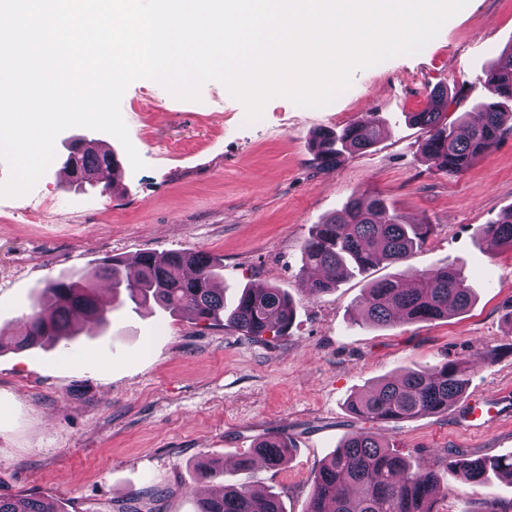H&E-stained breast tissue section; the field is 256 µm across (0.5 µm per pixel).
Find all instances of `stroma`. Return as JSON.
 I'll return each mask as SVG.
<instances>
[{
  "label": "stroma",
  "instance_id": "35a3bbf8",
  "mask_svg": "<svg viewBox=\"0 0 512 512\" xmlns=\"http://www.w3.org/2000/svg\"><path fill=\"white\" fill-rule=\"evenodd\" d=\"M512 45V0H469L419 53L357 71L351 88L322 108L271 99L262 120L220 83L201 101L174 98L143 79L120 110L145 163L122 164L108 191L60 179L64 141H110L86 128L61 132L57 157L27 194L0 198V339L30 313L34 291L112 258L142 252H208L226 298L244 287L276 284L292 299L282 337L253 338L222 322L156 309L123 310L103 334L93 325L70 348L0 354V494H33L61 512H194L199 466L232 465L265 437L292 439L274 470L236 473V482L280 496L286 512H305L314 476L351 432L361 428L349 397L398 372L427 369L482 352L466 400L512 398V251L478 228L512 209V136L463 175L446 177L420 152L426 136L409 113L431 107L434 86L455 99L449 119L477 118L481 76ZM363 120L384 125L366 150L320 163L314 132ZM380 197L406 224L432 234L412 254L418 270L447 264L476 294L466 313L377 328L362 318L380 267L320 296L301 288V246L313 225L341 214L354 196ZM456 403L445 415L385 425L393 448L420 459L444 481L435 512H481L496 501L512 512V484L467 485L450 461L512 454V416L464 429Z\"/></svg>",
  "mask_w": 512,
  "mask_h": 512
}]
</instances>
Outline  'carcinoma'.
I'll use <instances>...</instances> for the list:
<instances>
[{
  "instance_id": "obj_1",
  "label": "carcinoma",
  "mask_w": 512,
  "mask_h": 512,
  "mask_svg": "<svg viewBox=\"0 0 512 512\" xmlns=\"http://www.w3.org/2000/svg\"><path fill=\"white\" fill-rule=\"evenodd\" d=\"M483 87L485 96L476 104L481 120L476 124L447 121L448 89L442 85L431 91V109L411 116L412 122L427 129L421 153L443 175L463 174L512 133V46L485 71ZM382 133L383 125L366 121L339 131H320L312 141L321 162L333 166L343 154L375 144ZM64 167L77 184L96 183L107 189L115 181L119 161L114 153H98L92 141L82 139L70 146ZM432 229L430 224L402 223L379 198L354 197L342 215L313 225L303 242V270L320 268L326 276L304 277L302 287L311 295H322L355 272L382 264L399 265L404 267L399 277L377 281L366 289L365 318L370 324L393 327L461 314L473 296L457 268L449 264L421 271L406 266ZM481 233L512 250V209L498 223L481 227ZM99 277L111 283L112 297L107 303L99 300L94 287ZM216 278L213 258L200 251L142 252L131 263L114 258L88 279L51 280L37 289L33 311L19 319L11 344L0 342V351L30 349L47 342L67 349L80 323L92 322L105 330L112 323V313L151 304L169 314L190 313L200 321L225 320L245 336L287 333L293 306L282 289L245 288L229 305L224 289L213 287ZM478 357L476 353L395 375L352 396L348 410L371 423H399L446 413L465 393ZM291 447L286 434L266 437L238 467H251L256 457L266 467L275 468ZM454 467L464 482L474 485L492 476L512 480V456L460 459ZM439 484L436 471L395 452L380 431L362 428L348 435L321 465L306 512H433ZM0 512H56V506L35 495L0 496ZM198 512H284V507L275 493L226 483L221 493L198 502Z\"/></svg>"
}]
</instances>
